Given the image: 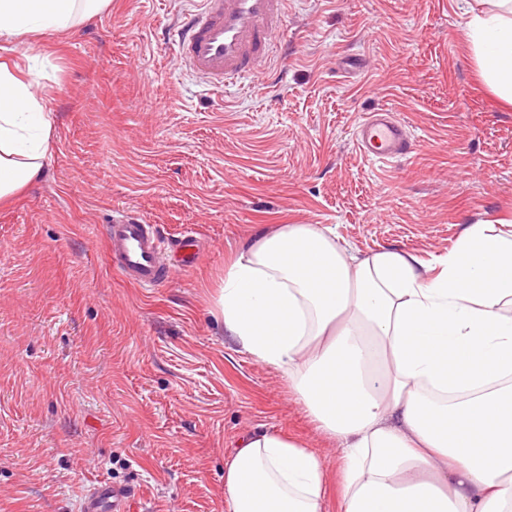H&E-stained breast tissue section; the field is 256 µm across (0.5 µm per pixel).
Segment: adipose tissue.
<instances>
[{"instance_id": "ef3b65f1", "label": "adipose tissue", "mask_w": 512, "mask_h": 512, "mask_svg": "<svg viewBox=\"0 0 512 512\" xmlns=\"http://www.w3.org/2000/svg\"><path fill=\"white\" fill-rule=\"evenodd\" d=\"M112 0H0V38L63 33ZM481 76L512 103V0H459ZM36 57L0 62V202L41 179L55 118ZM226 335L281 371L343 453L344 512H512V233L467 226L447 255L362 258L323 224H279L226 265ZM317 455L242 436L228 512H321Z\"/></svg>"}]
</instances>
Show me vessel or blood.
Here are the masks:
<instances>
[{
	"label": "vessel or blood",
	"instance_id": "vessel-or-blood-1",
	"mask_svg": "<svg viewBox=\"0 0 512 512\" xmlns=\"http://www.w3.org/2000/svg\"><path fill=\"white\" fill-rule=\"evenodd\" d=\"M286 0H201L167 34L184 66L211 91L260 72L273 55L285 17ZM354 140L360 154L384 162L409 153L412 144L405 127L386 113L369 114L357 127ZM107 263L125 282L138 288H156L171 273L172 256L183 266H194L197 254L180 253L155 225L123 213L114 217L105 233ZM131 493L124 486L99 482L89 487L82 512H128Z\"/></svg>",
	"mask_w": 512,
	"mask_h": 512
}]
</instances>
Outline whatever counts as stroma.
Returning <instances> with one entry per match:
<instances>
[{"label":"stroma","instance_id":"stroma-1","mask_svg":"<svg viewBox=\"0 0 512 512\" xmlns=\"http://www.w3.org/2000/svg\"><path fill=\"white\" fill-rule=\"evenodd\" d=\"M198 6L112 0L68 33L0 40V60L38 57L56 121L41 180L0 204V512H81L100 481L133 489L131 512H227L224 458L257 429L317 453L323 512H342L335 442L224 334L226 263L270 224L430 261L512 218V106L479 78L457 0H290L281 62L220 95L162 37ZM378 109L411 153L359 154ZM123 209L196 236L199 264L126 283L103 238Z\"/></svg>","mask_w":512,"mask_h":512}]
</instances>
